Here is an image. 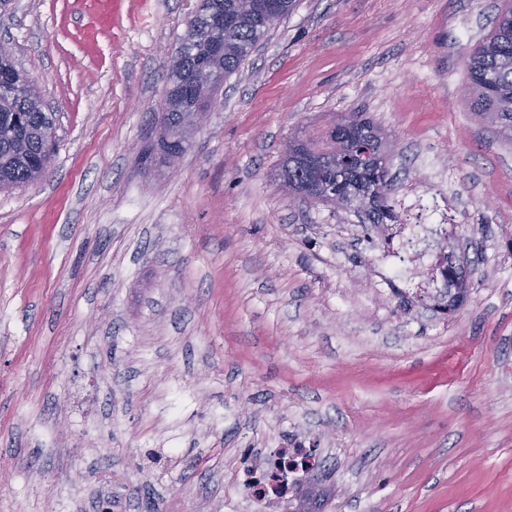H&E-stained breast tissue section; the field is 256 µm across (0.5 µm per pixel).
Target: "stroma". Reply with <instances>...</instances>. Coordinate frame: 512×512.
Instances as JSON below:
<instances>
[{
  "label": "stroma",
  "mask_w": 512,
  "mask_h": 512,
  "mask_svg": "<svg viewBox=\"0 0 512 512\" xmlns=\"http://www.w3.org/2000/svg\"><path fill=\"white\" fill-rule=\"evenodd\" d=\"M508 1L295 0L171 163L199 0H13L54 128L0 189V512H288L244 481L298 439L321 512H512V139L463 89ZM354 111L393 197H447L456 310L380 291L387 227L277 189L289 137Z\"/></svg>",
  "instance_id": "1"
}]
</instances>
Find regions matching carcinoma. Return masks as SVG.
<instances>
[{
  "mask_svg": "<svg viewBox=\"0 0 512 512\" xmlns=\"http://www.w3.org/2000/svg\"><path fill=\"white\" fill-rule=\"evenodd\" d=\"M205 9L194 20L197 29H188L177 47L168 70V108L162 114L165 134L161 146L166 156H179L188 136L186 110L198 107V118L217 105V94L229 76L239 72L258 43L288 16L293 0H252L249 10L242 0H204ZM224 16V55L214 57L203 38L211 15ZM467 93L473 111L492 113L497 127L512 134V5L499 13L494 30L468 55ZM349 132L382 135L364 113L349 116ZM51 124L42 100L31 98L18 75L9 87H0V187L28 185L43 176L35 165L39 157H49V141L43 131ZM384 160L366 168L345 161L329 178L334 195L322 200L328 205L350 208L358 205L370 224L395 222L390 204L391 187L385 185Z\"/></svg>",
  "mask_w": 512,
  "mask_h": 512,
  "instance_id": "carcinoma-1",
  "label": "carcinoma"
}]
</instances>
